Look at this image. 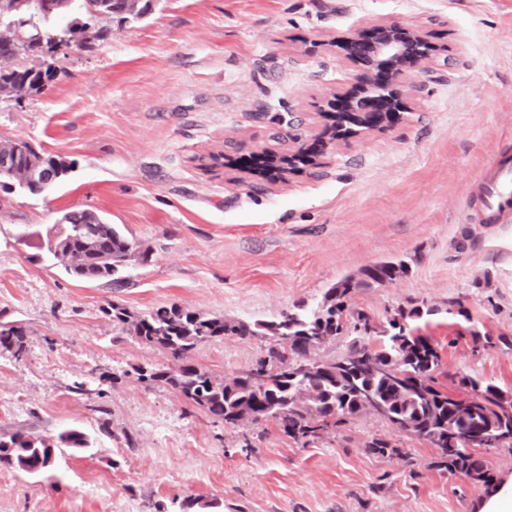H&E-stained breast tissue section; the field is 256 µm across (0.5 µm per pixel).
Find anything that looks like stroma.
Wrapping results in <instances>:
<instances>
[{"label":"stroma","mask_w":512,"mask_h":512,"mask_svg":"<svg viewBox=\"0 0 512 512\" xmlns=\"http://www.w3.org/2000/svg\"><path fill=\"white\" fill-rule=\"evenodd\" d=\"M419 26L444 70L390 130L330 149L317 174L265 180L232 159L309 141L350 83L337 42L359 25ZM106 41L68 49L45 93L0 103V141L22 138L72 162L44 194L0 189V322L26 329V354L0 348V434L77 428L89 447L30 474L0 465V512H173V499L223 512H470L476 493L436 469L435 451L377 419L307 446L273 423L213 424L136 368L166 355L104 310L177 305L271 320L315 305L336 281L405 259L410 272L352 303L375 319L426 304L440 380L472 376L512 394V349L472 354L471 331L512 340V223L477 217V177L512 149V0H158ZM223 153L229 163L211 166ZM119 225L147 264L130 284L71 278L46 250L64 212ZM261 337L224 336L193 360L221 377L265 356ZM404 448L382 458L365 444ZM250 442L251 453L241 450Z\"/></svg>","instance_id":"35a3bbf8"}]
</instances>
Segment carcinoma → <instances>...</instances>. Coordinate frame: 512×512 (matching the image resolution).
<instances>
[{
  "instance_id": "carcinoma-1",
  "label": "carcinoma",
  "mask_w": 512,
  "mask_h": 512,
  "mask_svg": "<svg viewBox=\"0 0 512 512\" xmlns=\"http://www.w3.org/2000/svg\"><path fill=\"white\" fill-rule=\"evenodd\" d=\"M77 2V17L66 25L43 28L44 14L29 5L18 9L16 0H0V102L20 100L48 89L55 78L59 51L68 32L89 28L92 38L107 35L103 22L141 19L153 10L156 0H98V15H92L88 0ZM37 41L52 52L44 70L17 67L18 47ZM47 170L53 178L30 181L24 173ZM68 171L64 161L36 151L24 140L0 144V187L18 188L32 194L49 189ZM47 250L67 274L86 281H103L114 288L127 286L123 271L136 257L149 261L115 224L91 209L69 211L56 224L47 240ZM405 260L382 261L365 268L363 277H344L326 290L312 307L296 305L274 320L229 321L176 305L133 314L115 304L112 321L128 330L141 343L157 348L173 367L138 371L139 380L174 389L186 403L212 419L237 426L240 416L250 423L271 422L296 443L310 444L331 431L371 413L395 431L427 442L435 449V466L452 475L464 473L485 489L497 481L487 456L499 448H512V395L497 386L470 376L458 385L471 389L477 403L466 406L448 393L434 376L440 365L432 339L419 333L410 321L437 312L433 306L398 308L377 324L365 311L353 306L360 288H379L408 274ZM356 336L347 350L331 360L314 357L315 351L348 331ZM224 336H261L273 342L267 355L244 373L219 378L195 364L192 353L203 343ZM26 331L14 323L0 322V347L22 359ZM466 431L474 438L467 448L455 445V433ZM89 441L79 430L46 439L23 429L0 436V464L27 473L51 467L50 457L64 448H86ZM369 451L383 458L399 457L402 448L384 437L366 443ZM220 504L188 496L177 512H219Z\"/></svg>"
}]
</instances>
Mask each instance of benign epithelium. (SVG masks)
I'll return each mask as SVG.
<instances>
[{"instance_id": "1", "label": "benign epithelium", "mask_w": 512, "mask_h": 512, "mask_svg": "<svg viewBox=\"0 0 512 512\" xmlns=\"http://www.w3.org/2000/svg\"><path fill=\"white\" fill-rule=\"evenodd\" d=\"M341 50L351 68V83L328 102V111L357 119L359 124L336 131L334 138L329 133L315 135L304 147L312 158L310 170L320 167V158L330 146L392 127L408 109L409 100L421 93L424 75L439 66L437 50L421 29L395 21H377L355 29Z\"/></svg>"}]
</instances>
